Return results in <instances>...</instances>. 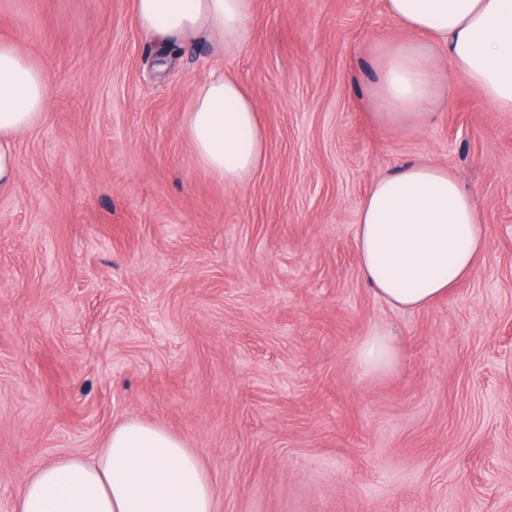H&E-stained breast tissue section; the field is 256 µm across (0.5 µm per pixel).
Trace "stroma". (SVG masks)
I'll list each match as a JSON object with an SVG mask.
<instances>
[{
  "instance_id": "stroma-1",
  "label": "stroma",
  "mask_w": 512,
  "mask_h": 512,
  "mask_svg": "<svg viewBox=\"0 0 512 512\" xmlns=\"http://www.w3.org/2000/svg\"><path fill=\"white\" fill-rule=\"evenodd\" d=\"M251 40L163 58L131 0H0V38L50 74L0 196V512L61 456L137 419L198 455L215 512H512V112L449 75L421 125L385 126L386 0H253ZM266 128L230 188L183 132L216 64ZM448 169L486 228L471 278L417 311L358 265L370 186ZM396 358H357L377 329Z\"/></svg>"
}]
</instances>
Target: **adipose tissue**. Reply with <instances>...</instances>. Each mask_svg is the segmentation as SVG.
Here are the masks:
<instances>
[{
    "label": "adipose tissue",
    "mask_w": 512,
    "mask_h": 512,
    "mask_svg": "<svg viewBox=\"0 0 512 512\" xmlns=\"http://www.w3.org/2000/svg\"><path fill=\"white\" fill-rule=\"evenodd\" d=\"M412 38L378 60L376 102L388 125L419 122L447 70L499 112H512V0H386ZM253 0H133V21L169 50L211 41L233 55L250 41ZM447 52L446 59L435 49ZM47 71L17 42L0 41V193L18 176L12 143L50 105ZM197 162L241 187L260 171L266 133L260 108L238 81L217 71L191 94L184 119ZM357 257L374 294L418 310L474 272L485 248L475 198L446 168L420 163L377 180L356 224ZM211 482L195 452L141 421L112 429L90 460L60 457L25 482L17 512H213Z\"/></svg>",
    "instance_id": "1"
}]
</instances>
